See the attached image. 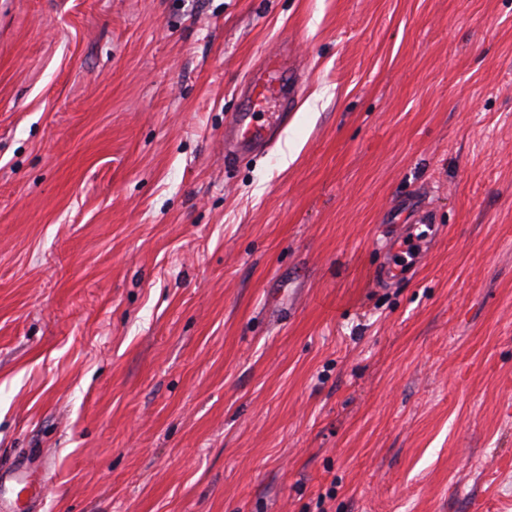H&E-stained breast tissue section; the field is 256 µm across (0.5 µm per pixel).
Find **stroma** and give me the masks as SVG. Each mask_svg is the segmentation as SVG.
<instances>
[{
    "mask_svg": "<svg viewBox=\"0 0 512 512\" xmlns=\"http://www.w3.org/2000/svg\"><path fill=\"white\" fill-rule=\"evenodd\" d=\"M283 43L288 123L227 165ZM26 460L40 512H512V0H0Z\"/></svg>",
    "mask_w": 512,
    "mask_h": 512,
    "instance_id": "35a3bbf8",
    "label": "stroma"
}]
</instances>
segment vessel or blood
<instances>
[{
	"instance_id": "obj_1",
	"label": "vessel or blood",
	"mask_w": 512,
	"mask_h": 512,
	"mask_svg": "<svg viewBox=\"0 0 512 512\" xmlns=\"http://www.w3.org/2000/svg\"><path fill=\"white\" fill-rule=\"evenodd\" d=\"M298 94V81L284 52L269 54L240 90L244 106L224 126V159L234 162L265 152L288 121ZM42 475L39 471L15 468L0 476V491L12 486L15 494L27 497L32 512L38 499Z\"/></svg>"
}]
</instances>
